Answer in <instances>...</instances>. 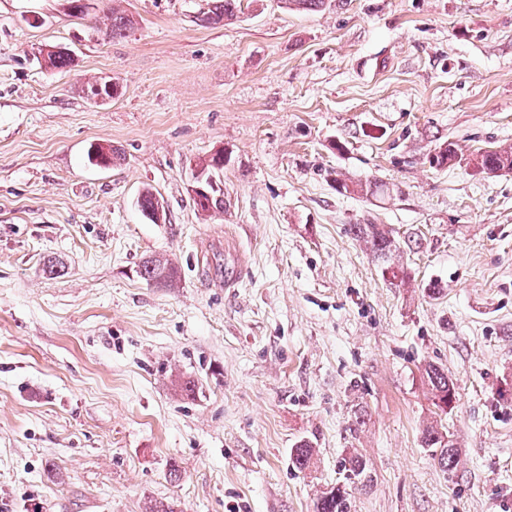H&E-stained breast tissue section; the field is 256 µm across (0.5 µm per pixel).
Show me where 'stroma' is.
<instances>
[{"instance_id": "1", "label": "stroma", "mask_w": 512, "mask_h": 512, "mask_svg": "<svg viewBox=\"0 0 512 512\" xmlns=\"http://www.w3.org/2000/svg\"><path fill=\"white\" fill-rule=\"evenodd\" d=\"M87 4L0 0V512H313L352 451V512H512V173L472 164L512 147V0H243L209 27L203 0ZM218 152L204 214L189 187ZM367 180L386 194L338 189ZM367 221L406 284L350 233ZM436 420L451 471L421 442ZM198 170L204 172L206 177L214 181L217 188H212L209 191L210 180H204L201 174L196 175L191 186V192L194 196H204L193 198L195 208L202 213L223 212L224 205H226V202H224L223 181L221 179V174L223 175L224 170V156L221 159L218 154L215 155L208 162L203 163ZM208 191L210 195L207 196ZM353 224L349 231L359 239H362L369 245L374 259L381 267L383 274L389 275L392 284L404 283L408 278L403 265L396 262L400 250V243L394 237L391 230L384 227L383 224ZM175 268L157 261H145L140 268V276L148 283L172 286L175 281ZM424 373L434 405L445 414H447V411L451 412L454 408L452 403L456 400V391L447 370L440 366L429 364L425 367ZM439 402L446 403L448 410L446 411L442 408Z\"/></svg>"}]
</instances>
